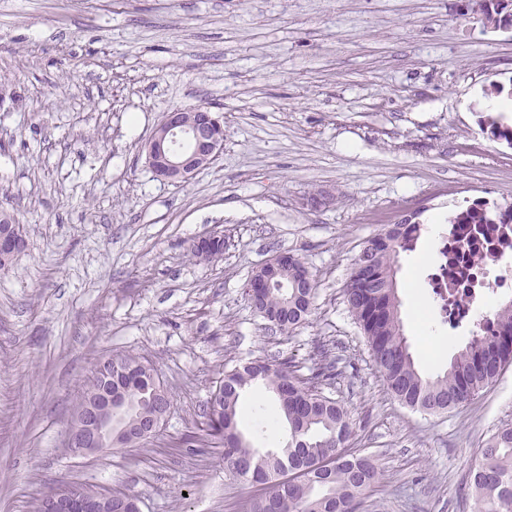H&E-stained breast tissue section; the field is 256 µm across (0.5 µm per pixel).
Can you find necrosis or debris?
Segmentation results:
<instances>
[{
    "instance_id": "4bbe7bcc",
    "label": "necrosis or debris",
    "mask_w": 512,
    "mask_h": 512,
    "mask_svg": "<svg viewBox=\"0 0 512 512\" xmlns=\"http://www.w3.org/2000/svg\"><path fill=\"white\" fill-rule=\"evenodd\" d=\"M441 262L431 287L449 323L477 320L478 309L512 288V221L448 224L439 233Z\"/></svg>"
}]
</instances>
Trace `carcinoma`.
Listing matches in <instances>:
<instances>
[{
    "label": "carcinoma",
    "instance_id": "carcinoma-1",
    "mask_svg": "<svg viewBox=\"0 0 512 512\" xmlns=\"http://www.w3.org/2000/svg\"><path fill=\"white\" fill-rule=\"evenodd\" d=\"M502 212L471 209L460 223L492 224ZM418 224H394L365 241L353 263L344 298L367 340L387 392L400 404L428 415L458 408L495 382L512 364V301L494 311L489 327L470 341L435 374L417 367L404 334L395 279L399 254L420 235ZM317 281L302 258L274 273L272 286L257 300L256 312L277 321L292 334L311 314ZM120 371L112 374L126 401L114 428L117 445L133 448L140 437L122 426L157 411L167 413L172 399L154 370L139 357H116ZM310 367L294 357L256 360L224 371L212 399L201 413L200 435L224 449V468L242 469V479L260 486L263 494L244 504V512H356L364 496L380 482L373 456L348 448L354 423L345 405L324 394L323 386L342 374L323 341L309 353ZM254 385L272 392L286 422L285 432L272 427L277 451L261 452L239 429L238 407ZM466 485L476 512H512V423L497 429L469 468ZM136 496L112 491V512H132Z\"/></svg>",
    "mask_w": 512,
    "mask_h": 512
}]
</instances>
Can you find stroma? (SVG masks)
Listing matches in <instances>:
<instances>
[{
	"label": "stroma",
	"instance_id": "stroma-1",
	"mask_svg": "<svg viewBox=\"0 0 512 512\" xmlns=\"http://www.w3.org/2000/svg\"><path fill=\"white\" fill-rule=\"evenodd\" d=\"M512 88V31L481 0H0V207L28 248L0 271V512H32L49 488L125 490L142 512H242L261 494L221 449L183 445L225 368L337 343L326 388L355 423L352 447L381 480L361 512H474L465 475L512 423V366L468 404L430 416L394 401L343 289L362 242L421 227L396 271L401 318L424 372L470 340L427 286L437 216L512 203V148L481 107ZM211 107L224 152L189 182L158 180L143 145L164 112ZM330 191L329 205L306 206ZM224 239L220 258L193 242ZM318 281L312 314L272 333L243 289L273 255ZM420 298L421 310L412 307ZM132 354L173 399L148 443L88 458L64 447L98 361ZM278 417L244 394L260 451Z\"/></svg>",
	"mask_w": 512,
	"mask_h": 512
}]
</instances>
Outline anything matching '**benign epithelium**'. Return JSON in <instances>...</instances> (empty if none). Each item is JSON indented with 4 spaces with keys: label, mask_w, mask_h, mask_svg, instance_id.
Here are the masks:
<instances>
[{
    "label": "benign epithelium",
    "mask_w": 512,
    "mask_h": 512,
    "mask_svg": "<svg viewBox=\"0 0 512 512\" xmlns=\"http://www.w3.org/2000/svg\"><path fill=\"white\" fill-rule=\"evenodd\" d=\"M502 12L492 29L511 30L512 12L508 0L497 5ZM185 109L175 107L163 113L146 142V164L154 176L168 183H186L203 167L224 152V124L208 107L195 109L196 117L187 122ZM25 247L19 235H0V252L17 254ZM119 398L110 393L89 407V413L73 419L65 446L73 457L112 450V410ZM45 512H112V493H92L69 486L49 490L43 498Z\"/></svg>",
    "instance_id": "obj_1"
}]
</instances>
